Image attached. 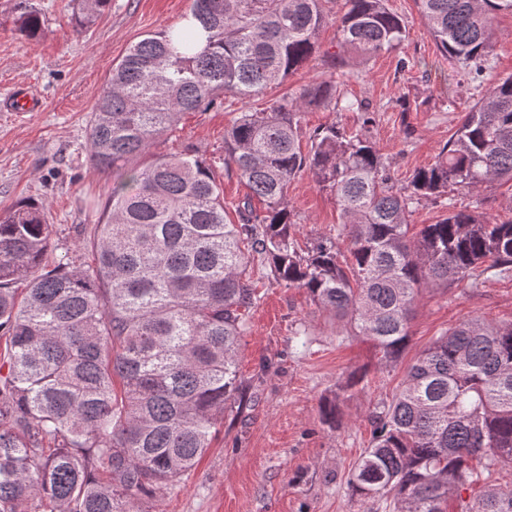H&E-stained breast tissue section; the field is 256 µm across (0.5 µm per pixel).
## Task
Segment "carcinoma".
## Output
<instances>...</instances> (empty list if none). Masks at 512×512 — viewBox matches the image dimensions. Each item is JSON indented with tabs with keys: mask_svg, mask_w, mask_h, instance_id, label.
Here are the masks:
<instances>
[{
	"mask_svg": "<svg viewBox=\"0 0 512 512\" xmlns=\"http://www.w3.org/2000/svg\"><path fill=\"white\" fill-rule=\"evenodd\" d=\"M329 2L191 0L179 28L130 45L87 137L93 168L117 173L91 265L48 258L53 225L42 206L0 218V512H152L144 504L195 466L224 411L242 402L237 353L257 300L247 250L278 281L350 318L385 364L408 345L422 289L512 275V219L459 209L448 196L512 180V75L399 188L358 131L319 128L302 150L305 104L367 112L369 103L320 82L297 100L252 106L316 53ZM386 2L344 0L340 44L362 55L397 48L407 24ZM416 2L439 51L477 77L490 70L494 21L512 14V0ZM109 3L82 0L75 27ZM18 30L39 35L34 7ZM228 94L241 108L224 134V166L250 190L235 223L212 162L193 151L140 160L181 115ZM304 171L336 197L343 260L330 239L298 250L287 197ZM445 195L448 216L409 238L414 205ZM370 422L348 478L358 495L391 499L399 512H512V489L489 484L470 506L462 497L477 468L512 467V324L477 316L438 337Z\"/></svg>",
	"mask_w": 512,
	"mask_h": 512,
	"instance_id": "carcinoma-1",
	"label": "carcinoma"
}]
</instances>
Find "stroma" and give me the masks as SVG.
Instances as JSON below:
<instances>
[{
  "mask_svg": "<svg viewBox=\"0 0 512 512\" xmlns=\"http://www.w3.org/2000/svg\"><path fill=\"white\" fill-rule=\"evenodd\" d=\"M28 4L41 13L42 28L33 40L18 30ZM387 5L407 23V37L396 49L374 56L341 51L336 23L328 21L318 37V54L282 84L268 87L257 102L295 99L322 81L333 84L339 96L368 101V114L340 112L332 104L303 108L301 135L332 123L349 132L365 128L395 183L403 185L435 161L485 89L437 49L415 0ZM189 6L190 0H111L78 32L73 24L78 0H0V215L23 201L42 204L56 230L52 254L67 252L78 265L91 263L90 239L112 188L111 173L94 170L86 148L95 103L129 46L147 33L176 27ZM327 51L343 52V71L327 68ZM492 64L490 78L512 75L510 13L495 20ZM21 89L40 99L41 111L4 108ZM239 108L229 97L224 105L185 114L176 130L155 140L151 154L190 147L219 160L224 132ZM457 200L493 218H512V182ZM288 202L301 248L327 238L347 247L339 234L336 198L310 172L291 182ZM248 272L259 298L238 349L246 395L239 407L225 412L198 465L164 490L160 512H385L347 485L370 443L372 412L398 393L413 359L459 322L476 316L512 322V277L423 290L405 351L384 366L371 342L305 289L276 281L258 258L249 260ZM300 330L305 340L297 339ZM354 375L361 383L345 390ZM331 402L336 421L329 424L322 408Z\"/></svg>",
  "mask_w": 512,
  "mask_h": 512,
  "instance_id": "35a3bbf8",
  "label": "stroma"
}]
</instances>
